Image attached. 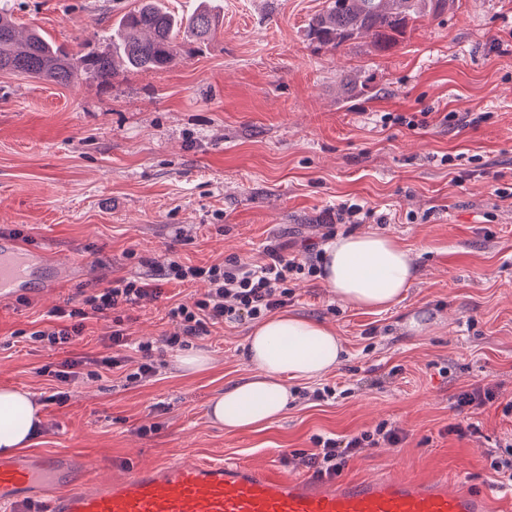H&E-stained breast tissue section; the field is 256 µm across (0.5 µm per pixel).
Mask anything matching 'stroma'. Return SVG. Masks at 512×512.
I'll return each instance as SVG.
<instances>
[{
  "label": "stroma",
  "mask_w": 512,
  "mask_h": 512,
  "mask_svg": "<svg viewBox=\"0 0 512 512\" xmlns=\"http://www.w3.org/2000/svg\"><path fill=\"white\" fill-rule=\"evenodd\" d=\"M12 2L19 31L41 29L75 52L108 49L103 33L135 0ZM221 5L217 34L164 70H127L108 87L86 76L62 86L0 73V237L74 267L55 291L0 298V386L41 400L31 452L86 456L108 478L174 454L273 461L301 476L296 459L315 436L386 424L400 442L351 458L341 479L442 475L487 492L491 512H512V492L491 466L512 442V414L503 412L512 401V198L498 195L512 185V0H457L384 53L361 40L339 52L312 43L306 24L325 0ZM357 72L371 90L344 92ZM387 112H423L426 123L386 127ZM450 112L486 118L449 126ZM448 154L461 165L441 163ZM345 201L382 223H337ZM331 227L393 238L417 275L404 300L382 311L346 306L319 278L292 282L288 313L329 326L345 355L326 375L290 383L293 399L272 426L230 432L208 414L225 385L250 373L247 323L190 340L210 361L204 371L182 370L168 349L149 381L84 374L66 385L65 404L42 400L39 368L110 353L108 316L86 320L70 352L32 342L28 331L52 308L149 273L153 261L261 263L278 244L300 255ZM202 290L169 283L165 298L116 315L133 337L156 342L169 328V296L189 302ZM326 385L334 395L313 399ZM477 386L495 401L468 410L476 431L450 433L455 395Z\"/></svg>",
  "instance_id": "1"
}]
</instances>
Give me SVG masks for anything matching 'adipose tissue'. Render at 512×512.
<instances>
[{
  "instance_id": "adipose-tissue-1",
  "label": "adipose tissue",
  "mask_w": 512,
  "mask_h": 512,
  "mask_svg": "<svg viewBox=\"0 0 512 512\" xmlns=\"http://www.w3.org/2000/svg\"><path fill=\"white\" fill-rule=\"evenodd\" d=\"M414 272L409 252L386 236H339L324 246L322 278L336 298L354 308L397 304ZM244 348L251 374L225 386L210 403L213 421L228 431L273 423L288 407L285 379L317 378L343 354L339 337L323 323L285 311L255 325ZM40 430L41 414L30 393L0 387V454L28 448Z\"/></svg>"
}]
</instances>
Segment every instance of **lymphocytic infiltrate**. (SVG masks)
Listing matches in <instances>:
<instances>
[{"mask_svg": "<svg viewBox=\"0 0 512 512\" xmlns=\"http://www.w3.org/2000/svg\"><path fill=\"white\" fill-rule=\"evenodd\" d=\"M319 259V254L313 252L302 258H291L278 247L267 248L266 260L260 264L228 259L198 266L170 259L156 265L153 274L118 278L110 286L84 295L78 305L52 309L46 326L30 332L29 338L54 349L69 348L82 338L85 321L90 316L122 305L134 308L157 301L164 293V284L171 281L201 282L205 289L193 303H176L168 310L171 329L163 335L162 341L168 348H182L189 339L208 334L210 327L260 321L287 307L292 301L289 281L299 275L317 277L322 272ZM109 345L138 353L136 370L127 376L129 383L155 375L157 366L152 343L147 340L131 342L122 320H114ZM399 440L397 430L383 426L350 437L318 436L313 440L312 451L304 454L302 462L319 475L333 477L364 449L377 447L382 441L394 444Z\"/></svg>", "mask_w": 512, "mask_h": 512, "instance_id": "lymphocytic-infiltrate-1", "label": "lymphocytic infiltrate"}]
</instances>
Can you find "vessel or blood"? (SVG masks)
<instances>
[{
	"label": "vessel or blood",
	"mask_w": 512,
	"mask_h": 512,
	"mask_svg": "<svg viewBox=\"0 0 512 512\" xmlns=\"http://www.w3.org/2000/svg\"><path fill=\"white\" fill-rule=\"evenodd\" d=\"M52 288L40 253L0 239V296L33 284ZM91 461L73 454L0 458V504L26 512L33 492L46 512H488V497L464 481L380 476L336 482L291 477L273 463L167 459L114 481L88 480Z\"/></svg>",
	"instance_id": "obj_1"
}]
</instances>
